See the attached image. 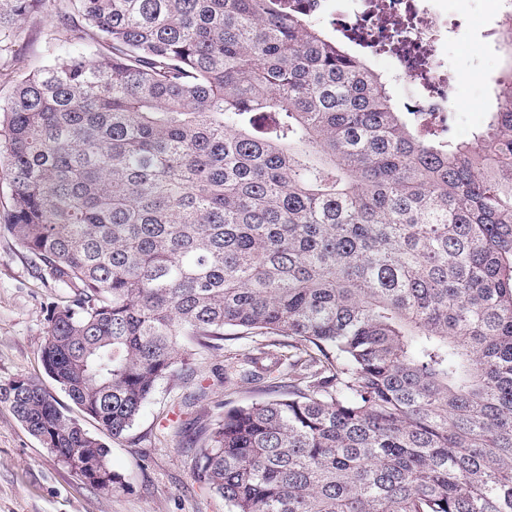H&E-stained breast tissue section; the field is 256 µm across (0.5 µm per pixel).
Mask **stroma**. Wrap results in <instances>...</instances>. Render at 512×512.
I'll return each mask as SVG.
<instances>
[{"label":"stroma","mask_w":512,"mask_h":512,"mask_svg":"<svg viewBox=\"0 0 512 512\" xmlns=\"http://www.w3.org/2000/svg\"><path fill=\"white\" fill-rule=\"evenodd\" d=\"M441 6L458 27L441 53L449 73L460 79L451 134L465 140L484 125L491 79L502 66L496 41L487 35L498 23L496 2L441 0ZM63 24L53 0H40L19 22L13 50L0 60V106L8 103L17 81L50 60L49 41ZM461 40L471 44V52L459 51ZM63 295L57 283L41 276L39 260L0 229V383L18 376L40 379L65 405L67 395L46 377L40 361L47 311ZM256 346L249 337L225 342L219 351L197 350L193 377L177 374L159 381L129 433L107 441L112 470L124 483L111 492L78 478L42 448L8 405L0 404V512H230L223 498L199 481L186 443L209 422L217 404L253 400L235 379ZM175 428L181 435L169 440Z\"/></svg>","instance_id":"1"}]
</instances>
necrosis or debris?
Instances as JSON below:
<instances>
[{
	"mask_svg": "<svg viewBox=\"0 0 512 512\" xmlns=\"http://www.w3.org/2000/svg\"><path fill=\"white\" fill-rule=\"evenodd\" d=\"M336 26L361 35L375 46L377 54L392 46L404 50L398 71L420 86L416 111L444 116L455 111L456 82L436 48L448 26V16L438 0H352L350 10L339 17Z\"/></svg>",
	"mask_w": 512,
	"mask_h": 512,
	"instance_id": "obj_1",
	"label": "necrosis or debris"
}]
</instances>
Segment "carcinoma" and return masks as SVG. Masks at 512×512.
<instances>
[{
  "label": "carcinoma",
  "instance_id": "1",
  "mask_svg": "<svg viewBox=\"0 0 512 512\" xmlns=\"http://www.w3.org/2000/svg\"><path fill=\"white\" fill-rule=\"evenodd\" d=\"M35 2L0 0V52ZM60 2L79 50L0 107L4 229L69 289L45 374L118 439L191 346L263 336L261 397L195 441L233 512H512V10L459 142L306 0ZM0 403L123 486L41 381Z\"/></svg>",
  "mask_w": 512,
  "mask_h": 512
}]
</instances>
